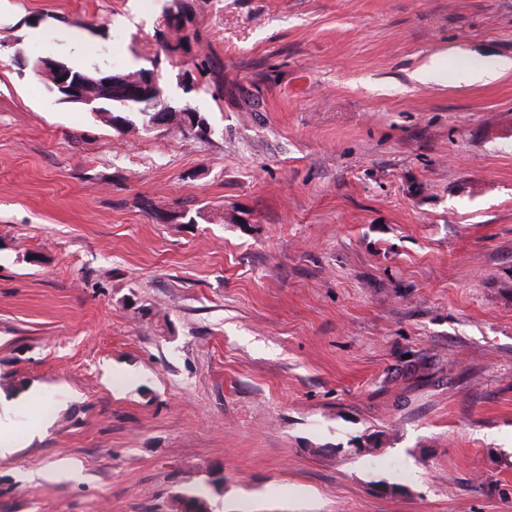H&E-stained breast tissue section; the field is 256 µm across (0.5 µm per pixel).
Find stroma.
Instances as JSON below:
<instances>
[{
	"label": "stroma",
	"instance_id": "35a3bbf8",
	"mask_svg": "<svg viewBox=\"0 0 512 512\" xmlns=\"http://www.w3.org/2000/svg\"><path fill=\"white\" fill-rule=\"evenodd\" d=\"M37 56L157 65L212 133L115 130ZM499 58L512 0H0V512L216 470L214 512H512Z\"/></svg>",
	"mask_w": 512,
	"mask_h": 512
}]
</instances>
